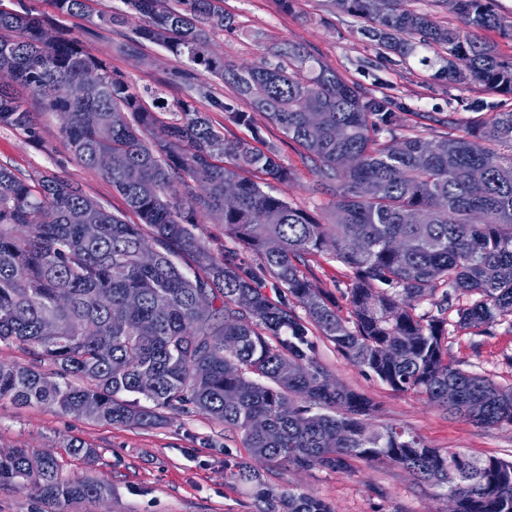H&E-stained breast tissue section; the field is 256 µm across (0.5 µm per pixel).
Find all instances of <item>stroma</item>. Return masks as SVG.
<instances>
[{"label":"stroma","mask_w":512,"mask_h":512,"mask_svg":"<svg viewBox=\"0 0 512 512\" xmlns=\"http://www.w3.org/2000/svg\"><path fill=\"white\" fill-rule=\"evenodd\" d=\"M123 8L122 0H93V16H62L58 22L61 28L78 33L86 53L106 59L136 88L159 92L167 102L186 98L190 86L199 84L208 85L219 99L232 97L231 88L187 60L155 44L137 42L138 17H129L122 27H99L97 12ZM224 10L234 16L237 29L213 33L211 43L225 60L249 64L272 47L287 42L305 45L345 81L396 103L401 132L432 136L443 131L444 118L466 121L480 110L496 112L512 106L510 96L480 87L448 86L434 79L432 69L422 66L417 57L384 52L361 34L358 17L332 10L326 0H295L287 11L278 0H224ZM25 105L38 118L40 137L33 140L21 130L0 125V166L25 179L49 175L78 184L108 210L124 213L126 222L136 223V215L127 212L111 183L73 157L60 133L59 115L45 111L30 96ZM256 122L282 163L295 172L294 181L276 185L277 195L320 216L327 199L310 195L312 175L296 146L264 117H257ZM309 276L339 302L353 273L327 256L312 263ZM445 316L452 323L449 359L501 388H511L512 321L477 333L455 328V309H448ZM317 358L338 383L373 402L375 424L403 426L443 453L512 461V425L482 426L450 415L419 395L395 391L352 365L329 342H319ZM77 440L95 448L96 457L70 455L68 447ZM18 446L54 450L66 477L108 484L102 499L72 504L68 512H255L251 488L238 483L224 465L227 454L242 455V448L225 437L222 423L192 411H170L160 425L140 427L64 415L43 405L0 402V450ZM264 478L269 484L309 493L332 512H446L448 508L436 490L418 484L407 470L387 462H357L352 469L339 472L288 468L265 473Z\"/></svg>","instance_id":"1"}]
</instances>
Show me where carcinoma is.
Masks as SVG:
<instances>
[{"mask_svg": "<svg viewBox=\"0 0 512 512\" xmlns=\"http://www.w3.org/2000/svg\"><path fill=\"white\" fill-rule=\"evenodd\" d=\"M90 2L53 0L58 14L80 18ZM328 2L364 20L362 31L391 53H434L436 78L512 95V58L480 36L512 40V21L492 0H433L455 24L411 0ZM123 4L100 24L136 15L139 38L231 86L229 102L204 86L195 92L251 140L226 138L184 100L158 124L143 96L86 54L73 31L0 7V73L61 117L75 159L139 219L127 223L78 185L27 181L0 166V344H19L39 362L0 361V402L125 426L192 408L224 424L268 471L385 461L455 499L456 512H512V461L442 454L402 427L372 425L371 400L337 384L316 358L320 335L396 391L483 426L512 424V388L448 361L445 319L418 312L443 286L442 312L468 297L457 309L461 329L512 317V108L483 114L462 134L450 119L440 135H399L391 102L365 95L301 44L271 48L274 65L213 55L210 33L236 29L224 0ZM90 68L99 72L94 92L82 86ZM255 112L298 147L311 192L332 196L326 221L264 190L295 174ZM0 125L38 137L33 113L2 83ZM229 183L238 189L232 208ZM204 219L224 225L259 264L243 265L227 247L214 254L196 233ZM87 224L97 226L92 238ZM323 255L353 272L348 317L307 275ZM224 464L251 487L255 512H331L319 498L271 486L245 459L229 453ZM0 484L33 491L52 512L107 491L65 477L53 451L27 448L0 456Z\"/></svg>", "mask_w": 512, "mask_h": 512, "instance_id": "obj_1", "label": "carcinoma"}]
</instances>
